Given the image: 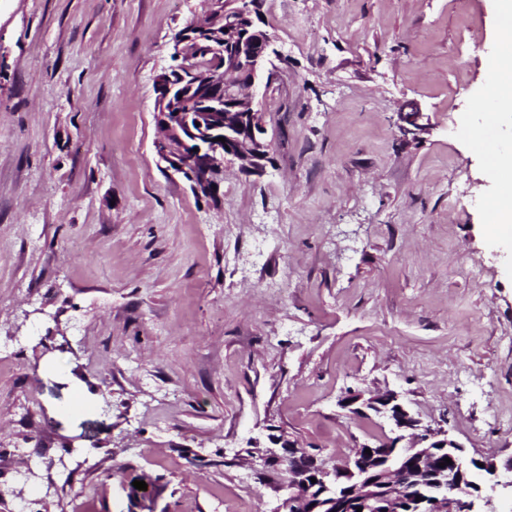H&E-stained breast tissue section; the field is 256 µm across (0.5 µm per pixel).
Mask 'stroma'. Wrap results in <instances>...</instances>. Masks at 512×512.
<instances>
[{
  "label": "stroma",
  "mask_w": 512,
  "mask_h": 512,
  "mask_svg": "<svg viewBox=\"0 0 512 512\" xmlns=\"http://www.w3.org/2000/svg\"><path fill=\"white\" fill-rule=\"evenodd\" d=\"M206 7L0 0V512H283L273 438L331 466L389 433L349 390L512 458V243L470 138L512 154L495 0H264L273 163L214 202L154 151Z\"/></svg>",
  "instance_id": "stroma-1"
}]
</instances>
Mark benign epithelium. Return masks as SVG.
Segmentation results:
<instances>
[{
  "label": "benign epithelium",
  "mask_w": 512,
  "mask_h": 512,
  "mask_svg": "<svg viewBox=\"0 0 512 512\" xmlns=\"http://www.w3.org/2000/svg\"><path fill=\"white\" fill-rule=\"evenodd\" d=\"M260 0H227L217 15L204 13L194 26L202 30L224 31V65L208 86L205 103L195 112H177L176 98L181 94V78L193 73L191 54L175 43L177 65L158 74L154 82V118L159 135L154 142L158 163L164 170L183 177L202 196L201 185L209 176L219 175L224 162L231 160L239 168L262 174L272 162V143L267 138L264 113L256 108V90L271 58L280 57L277 38L266 30L247 32L243 21L254 24ZM404 136L415 140L429 130L419 111L401 116ZM225 138V142L218 138ZM361 403L385 413L394 438L387 447L397 448L403 441L405 464H391V457L365 453L368 445L355 449L353 456L337 463L326 473L347 479L345 497L324 503L314 496L310 475L299 460L301 449L288 443V467L282 482L287 491L282 508L293 512H345V499L353 500L362 512H404V506L419 499L428 504L427 512H475L474 500H461L462 463L437 475L431 463L443 451L457 452L460 445L448 439V432L430 426L415 427L414 418L400 402L397 393L346 394L341 403Z\"/></svg>",
  "instance_id": "7a95c632"
}]
</instances>
